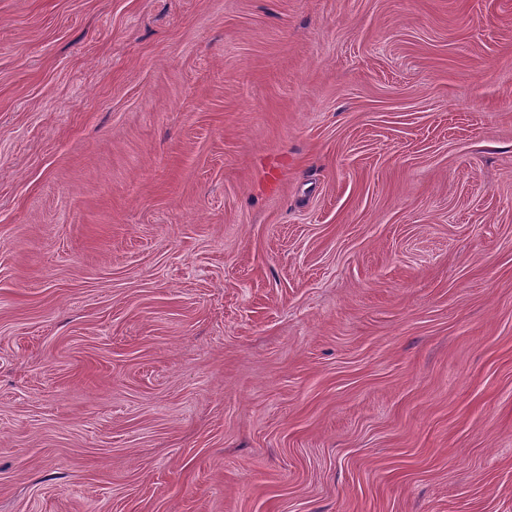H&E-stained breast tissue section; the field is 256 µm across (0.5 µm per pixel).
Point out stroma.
Masks as SVG:
<instances>
[{
  "instance_id": "stroma-1",
  "label": "stroma",
  "mask_w": 512,
  "mask_h": 512,
  "mask_svg": "<svg viewBox=\"0 0 512 512\" xmlns=\"http://www.w3.org/2000/svg\"><path fill=\"white\" fill-rule=\"evenodd\" d=\"M0 512H512V0H0Z\"/></svg>"
}]
</instances>
